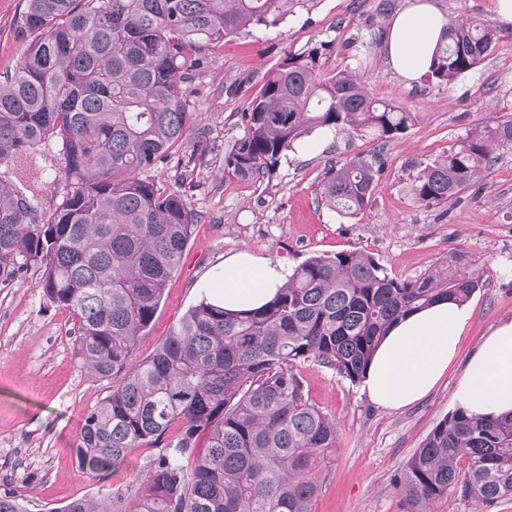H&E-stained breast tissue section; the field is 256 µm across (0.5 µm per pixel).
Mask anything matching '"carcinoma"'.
Segmentation results:
<instances>
[{
    "label": "carcinoma",
    "instance_id": "obj_1",
    "mask_svg": "<svg viewBox=\"0 0 512 512\" xmlns=\"http://www.w3.org/2000/svg\"><path fill=\"white\" fill-rule=\"evenodd\" d=\"M311 2L24 0L13 35L26 51L0 74V164L58 141L67 185L46 223L29 224L33 207L13 173L0 174V273L42 269L44 295L75 319L81 367L118 379L84 418L80 466L108 472L142 442L162 445L133 510L117 494L74 499L60 512H309L336 423L305 395L299 366L312 360L359 383L396 320L439 298L464 303L480 288L461 252L448 255V270L411 280L362 252L315 255L264 307L229 312L203 300L150 358L134 361L195 224L179 191L140 174L185 139L202 48L276 27ZM34 31L39 37L27 41ZM497 39L487 20L448 18L427 79L454 82ZM321 57L312 47L271 72L225 156L227 173L250 180L316 129L381 141L407 131L412 113L372 97L352 71L322 77ZM495 150H512L511 115L419 169L415 200L455 199ZM377 174L375 160L361 156L333 164L321 199L356 216ZM176 424L177 439L164 441ZM401 484L414 512L457 491L485 506L512 499V413L452 411L409 459Z\"/></svg>",
    "mask_w": 512,
    "mask_h": 512
}]
</instances>
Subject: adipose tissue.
Here are the masks:
<instances>
[{
  "instance_id": "obj_1",
  "label": "adipose tissue",
  "mask_w": 512,
  "mask_h": 512,
  "mask_svg": "<svg viewBox=\"0 0 512 512\" xmlns=\"http://www.w3.org/2000/svg\"><path fill=\"white\" fill-rule=\"evenodd\" d=\"M447 23L434 0H404L387 22L384 54L409 82L428 72ZM288 266L247 252L225 258L201 287L208 302L228 311L266 305L287 280ZM470 319L466 305L441 300L395 321L368 367L372 401L402 408L424 398L447 372ZM476 414L512 410V319L500 323L470 358L455 394Z\"/></svg>"
}]
</instances>
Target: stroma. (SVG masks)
I'll use <instances>...</instances> for the list:
<instances>
[{
	"mask_svg": "<svg viewBox=\"0 0 512 512\" xmlns=\"http://www.w3.org/2000/svg\"><path fill=\"white\" fill-rule=\"evenodd\" d=\"M403 0H315L275 28L254 27L206 49L186 108L193 112L185 142L147 176L179 190L196 224L178 271L134 352L150 357L201 299L200 284L225 257L247 252L296 267L308 257L359 251L388 273L413 279L468 255L481 286L468 299L471 317L456 359L423 399L399 409L372 402L315 362L300 368L312 403L334 419L336 447L318 479L310 512H412L399 477L415 451L449 412L469 358L486 336L512 319V152L497 151L482 180L456 201L426 207L411 187L419 167L448 152L475 128L512 114V27L475 68L450 84L407 83L383 57V35ZM23 0H0V71L15 68L26 46L12 35ZM323 46L322 72L355 71L374 97L413 112L406 133L383 143L345 130L322 131L284 152L272 170L253 180L224 171V157L244 132L243 114L269 72L289 53ZM55 194L34 204L36 223L61 203L66 181L56 144L37 146ZM375 158L380 173L366 209L344 217L321 199L329 163L355 155ZM31 266L0 275V494L22 500L27 512H56L76 498L115 493L137 498L141 476L158 454L150 442L120 467L95 474L80 467L75 448L84 415L110 391L90 377L74 350L70 312L51 303Z\"/></svg>",
	"mask_w": 512,
	"mask_h": 512,
	"instance_id": "1",
	"label": "stroma"
}]
</instances>
